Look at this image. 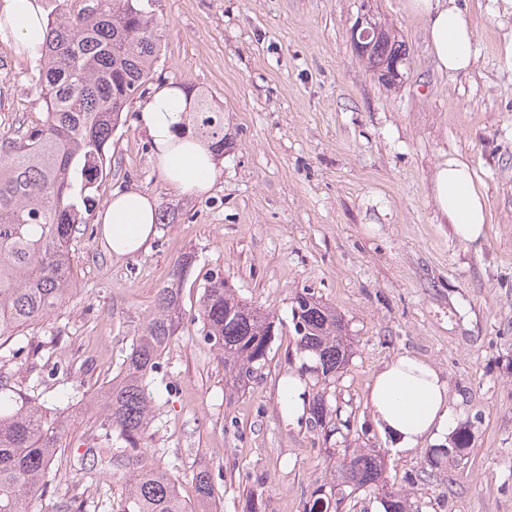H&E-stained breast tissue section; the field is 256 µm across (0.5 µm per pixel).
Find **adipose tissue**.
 <instances>
[{"label":"adipose tissue","mask_w":512,"mask_h":512,"mask_svg":"<svg viewBox=\"0 0 512 512\" xmlns=\"http://www.w3.org/2000/svg\"><path fill=\"white\" fill-rule=\"evenodd\" d=\"M406 7L422 20L438 69L468 71L476 58L474 30L453 0H407ZM0 34L9 36L26 57L38 58L46 39L40 0H0ZM189 107L184 93L161 86L142 105L139 121L154 146L163 179L180 191L203 194L211 189L219 168L212 149L181 124ZM435 196L461 241L482 238L489 211L467 160L452 157L438 169ZM156 220L155 199L139 189L114 193L95 214L117 257L145 250L156 233ZM368 403L378 425L401 450L448 431L451 424L446 381L430 363L413 355H401L374 374Z\"/></svg>","instance_id":"ef3b65f1"}]
</instances>
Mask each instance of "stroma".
I'll use <instances>...</instances> for the list:
<instances>
[{
	"label": "stroma",
	"mask_w": 512,
	"mask_h": 512,
	"mask_svg": "<svg viewBox=\"0 0 512 512\" xmlns=\"http://www.w3.org/2000/svg\"><path fill=\"white\" fill-rule=\"evenodd\" d=\"M405 3L373 2L409 52L402 82L389 86L353 50L361 0H156L152 82L206 92L223 111L224 164L206 194L173 189L137 125L139 97L113 133L98 203L138 188L173 223L158 225L147 252L121 259L100 236L77 233L73 299L0 344V379L59 413L66 453L99 442L103 418L84 404L120 371L174 263L192 253L186 318L151 379L141 468L176 476L188 501L207 468L217 512H244L251 491L265 512H304L330 477L329 449L376 448L416 512H512V0H456L476 49L457 75L438 71ZM31 67L0 38V136L44 118ZM455 155L487 199L476 244L456 238L434 196L438 167ZM209 269L275 320L263 374L241 392L226 385L224 359L194 318ZM305 288L336 308L353 341L327 394L350 426L328 440L288 423L278 393L300 373L291 301ZM24 344L39 352L23 363L11 352ZM403 354L440 371L453 429L467 433L465 448L437 464L431 451L450 435L394 451L367 404L374 373ZM75 493L87 512H119L125 486L88 457L82 470L60 467L31 512Z\"/></svg>",
	"instance_id": "obj_1"
}]
</instances>
